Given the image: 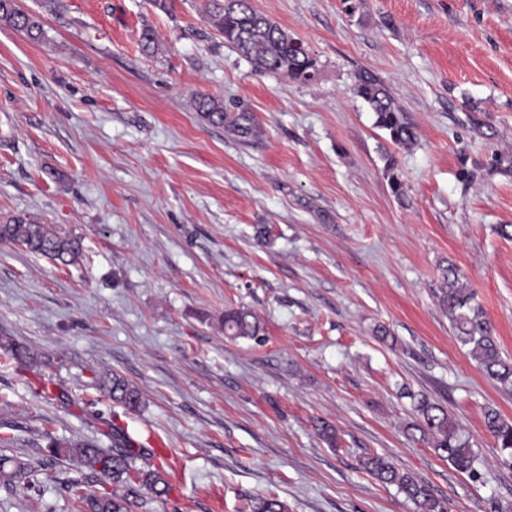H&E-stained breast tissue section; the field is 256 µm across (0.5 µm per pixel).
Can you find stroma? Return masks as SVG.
I'll use <instances>...</instances> for the list:
<instances>
[{"instance_id":"stroma-1","label":"stroma","mask_w":512,"mask_h":512,"mask_svg":"<svg viewBox=\"0 0 512 512\" xmlns=\"http://www.w3.org/2000/svg\"><path fill=\"white\" fill-rule=\"evenodd\" d=\"M204 4L23 0L40 42L0 24V221L54 224L83 247L63 265L0 242V336L38 356L0 348V431L45 465L39 488L0 486V512H73V464L46 461V439L108 448L115 426L169 457L158 512L268 495L288 512H413L361 469L368 454L451 512H512V459L484 424L489 407L512 420V392L436 298L460 267L512 360V0H253L307 47L303 83L256 70ZM362 73L413 145L377 127ZM200 94L253 114L259 135L210 124ZM242 306L263 341L225 337V309ZM112 372L142 391L138 411L101 396ZM418 394L469 436L479 478L406 437ZM355 93L368 104L376 115V125L388 131L396 145L408 147L413 144L415 134L405 121L403 111L376 78L368 74L361 76L355 86Z\"/></svg>"}]
</instances>
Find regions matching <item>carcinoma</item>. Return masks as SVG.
<instances>
[{
	"instance_id": "carcinoma-1",
	"label": "carcinoma",
	"mask_w": 512,
	"mask_h": 512,
	"mask_svg": "<svg viewBox=\"0 0 512 512\" xmlns=\"http://www.w3.org/2000/svg\"><path fill=\"white\" fill-rule=\"evenodd\" d=\"M206 0L205 18L224 41L238 49L260 70L283 72L293 80L308 81L314 77V60L303 43L269 18L259 13L252 0ZM0 23L24 31L33 40L44 36L40 19L27 12L19 0H0ZM376 115V125L388 131L391 140L408 147L415 141L411 126L387 89L373 76L363 75L355 86ZM197 108L209 123L226 127L235 136L248 138L256 131L248 112L228 114L224 103L202 95ZM0 241L25 246L63 265L75 261L82 251L81 239L53 224H31L14 218L0 224ZM464 274L454 265L443 273L439 301L448 312L454 340L469 347L470 354L489 378L504 391L512 390V361L501 356L493 328L485 318L474 294L464 287ZM264 328L259 318L244 308L224 311V335L233 339L258 340ZM0 347L11 352L20 362L37 360L30 350L9 337L0 339ZM101 393L113 403L129 410L141 403L140 391L125 378L114 373L98 381ZM419 419L407 426L408 436L420 440L457 470L476 476L478 455L470 446L459 425L440 404L423 396L415 405ZM485 426L502 452L512 456V421L494 408L485 411ZM45 452L49 456H66L79 465L77 475L63 481L69 497L77 502L78 512H135L148 503L168 496V485L160 466L154 463L155 452L134 447V442L119 430H112V447L102 448L95 440L76 439L60 442L48 439ZM362 467L384 484L395 485L414 505L416 512H448V506L413 476L396 469L385 457L373 455L362 460ZM104 476L112 481V492L103 495L86 491L88 480ZM0 484L12 491H25L41 484L40 469L13 456L0 455ZM249 512H288V506L277 498L260 497L247 502Z\"/></svg>"
}]
</instances>
